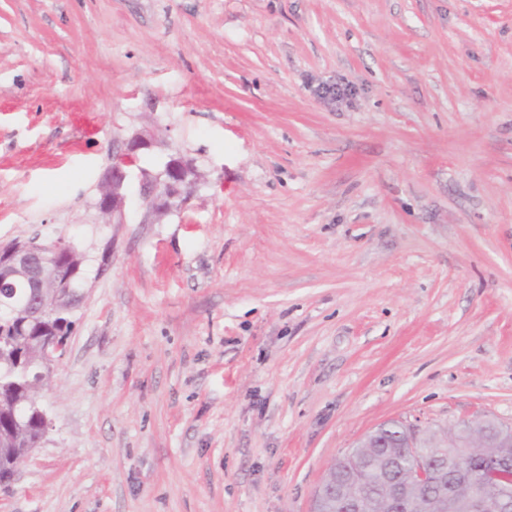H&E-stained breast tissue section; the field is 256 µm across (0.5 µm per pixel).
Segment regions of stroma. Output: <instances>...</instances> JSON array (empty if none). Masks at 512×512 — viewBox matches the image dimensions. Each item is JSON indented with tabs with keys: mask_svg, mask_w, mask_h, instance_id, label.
<instances>
[{
	"mask_svg": "<svg viewBox=\"0 0 512 512\" xmlns=\"http://www.w3.org/2000/svg\"><path fill=\"white\" fill-rule=\"evenodd\" d=\"M34 234L88 293L0 512H309L385 420L512 425V0H0V243ZM148 142L139 136H133L123 152L112 154V164L102 175L100 185V212L109 217H122L126 197L122 193L128 169L137 163V152L148 147ZM188 166L189 163L181 157H173L160 174L145 176L141 184V200L148 216L166 214L185 202Z\"/></svg>",
	"mask_w": 512,
	"mask_h": 512,
	"instance_id": "stroma-1",
	"label": "stroma"
}]
</instances>
